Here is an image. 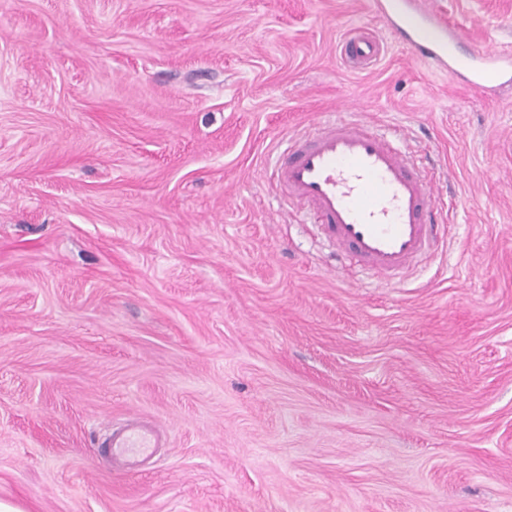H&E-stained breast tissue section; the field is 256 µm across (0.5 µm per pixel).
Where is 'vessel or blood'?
<instances>
[{
    "label": "vessel or blood",
    "instance_id": "vessel-or-blood-1",
    "mask_svg": "<svg viewBox=\"0 0 512 512\" xmlns=\"http://www.w3.org/2000/svg\"><path fill=\"white\" fill-rule=\"evenodd\" d=\"M375 6L417 60L483 94L512 84V52L458 54L455 33L434 0H375ZM342 54L366 67L379 57L380 44L354 32ZM400 140L399 133L368 124L328 122L315 137L295 140L280 172L289 196L313 210L341 253L392 277L434 248L439 224L433 177L409 160ZM152 446L151 433L133 422L105 448L136 456Z\"/></svg>",
    "mask_w": 512,
    "mask_h": 512
}]
</instances>
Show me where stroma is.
I'll return each instance as SVG.
<instances>
[{
    "label": "stroma",
    "instance_id": "stroma-1",
    "mask_svg": "<svg viewBox=\"0 0 512 512\" xmlns=\"http://www.w3.org/2000/svg\"><path fill=\"white\" fill-rule=\"evenodd\" d=\"M437 2L512 48V0ZM336 110L438 170L401 280L276 181ZM132 416L161 446L129 473L98 444ZM0 501L512 512V86L414 61L372 0H0ZM342 54L349 63L367 67L379 57L380 43L361 32H351L342 45Z\"/></svg>",
    "mask_w": 512,
    "mask_h": 512
}]
</instances>
